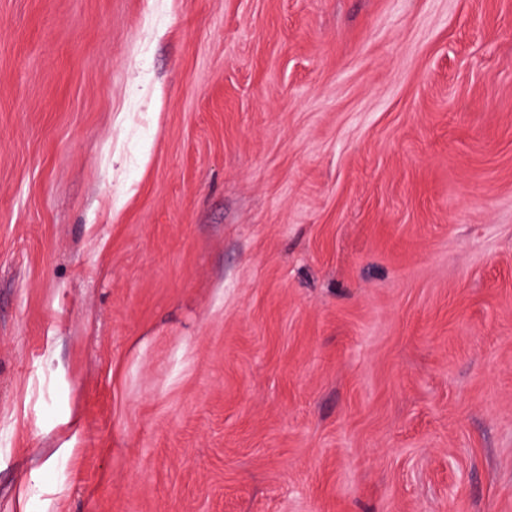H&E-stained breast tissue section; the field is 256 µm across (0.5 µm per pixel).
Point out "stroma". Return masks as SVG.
I'll use <instances>...</instances> for the list:
<instances>
[{
    "instance_id": "1",
    "label": "stroma",
    "mask_w": 512,
    "mask_h": 512,
    "mask_svg": "<svg viewBox=\"0 0 512 512\" xmlns=\"http://www.w3.org/2000/svg\"><path fill=\"white\" fill-rule=\"evenodd\" d=\"M0 512H512V0H0Z\"/></svg>"
}]
</instances>
